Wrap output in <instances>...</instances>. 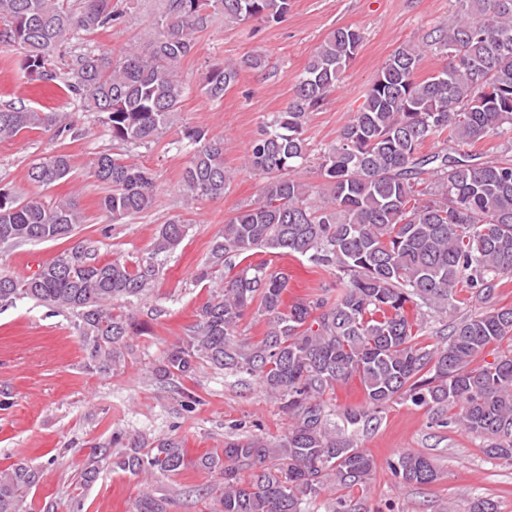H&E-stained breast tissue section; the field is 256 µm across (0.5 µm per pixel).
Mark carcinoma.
I'll use <instances>...</instances> for the list:
<instances>
[{"instance_id":"carcinoma-1","label":"carcinoma","mask_w":512,"mask_h":512,"mask_svg":"<svg viewBox=\"0 0 512 512\" xmlns=\"http://www.w3.org/2000/svg\"><path fill=\"white\" fill-rule=\"evenodd\" d=\"M290 8L291 0H164L146 40L116 55L86 38L125 22L112 0H0V47L17 54L30 79L101 114L112 139L148 144L170 129L186 93L179 66L195 49L194 33L218 15L232 24L279 23ZM361 42L352 27L329 33L285 110L250 140L248 167L262 178L260 196L225 222L196 274L200 282L230 278L154 371L164 387L203 363L226 376L248 375L288 415V432L230 437L222 451L193 463L175 437L118 435L90 446L81 488L106 466L150 483L191 464L219 478L214 512H314L328 485L369 484L376 463L360 437L398 401L480 440L487 457L512 461V349L503 348L512 342V306L464 314L445 339H422L429 324L466 303L459 292L487 302L496 281L512 277V138L493 160L475 151L512 132V0H454L448 23L396 47L358 111L323 148L321 184L312 186L297 178L309 157L305 125L339 87ZM429 55L447 56L448 65L422 78ZM265 68L258 53L215 65L200 91L220 100L243 71ZM57 124L50 110L0 102V142ZM181 140L192 147L182 174L185 205L224 197L231 182L224 140L199 126L184 128ZM434 140V150L423 151ZM89 169L108 188L100 210L112 223L152 208L158 184L149 168L99 153ZM72 170L71 156L57 153L33 160L27 177L49 188ZM82 223L73 195L46 200L0 187V244L73 240L25 280L1 273L0 302L28 298L73 314L86 367L105 373L122 366L128 341L145 333L131 307L188 225L171 217L150 251L130 263L99 260L87 241L74 239ZM258 253L305 257L335 272L336 288L287 304L288 273L251 262ZM249 315L266 326L253 343L237 339ZM354 378L365 403L330 413L326 396ZM389 468L407 484L438 478L434 461L419 453H402ZM39 480L24 461L1 469L0 512H24ZM170 504L147 489L135 512H169Z\"/></svg>"}]
</instances>
